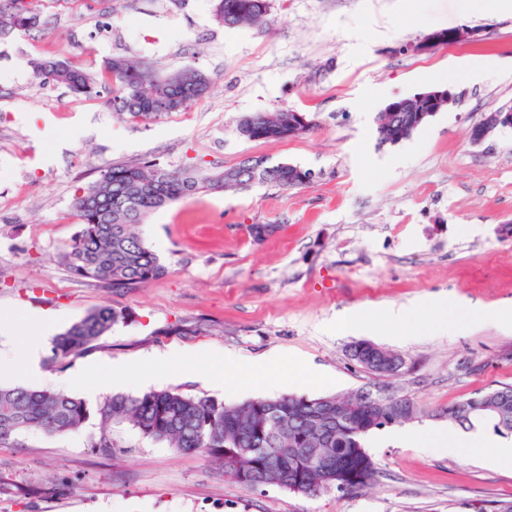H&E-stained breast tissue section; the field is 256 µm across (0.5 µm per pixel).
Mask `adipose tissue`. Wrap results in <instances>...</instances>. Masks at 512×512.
Listing matches in <instances>:
<instances>
[{"label":"adipose tissue","mask_w":512,"mask_h":512,"mask_svg":"<svg viewBox=\"0 0 512 512\" xmlns=\"http://www.w3.org/2000/svg\"><path fill=\"white\" fill-rule=\"evenodd\" d=\"M386 318L389 326L399 332L413 336L430 326L439 330L448 328V304L444 301L430 304L414 303L390 308L386 314H378L370 308L350 311L340 327L345 331L375 327L378 318ZM55 315H24L22 334L11 347L0 350V378L38 382L55 385V378L43 370L41 358L53 335ZM208 366L207 381L215 388H224L235 393L250 388L254 377H263L266 384L274 386L283 382L291 384L319 385L327 383V376L314 365L300 358H288L275 352L260 355L250 363L248 372H241L239 357L231 352L202 350L194 359H187L182 348L173 347L159 354L151 363H135L128 360L105 359L91 370L93 390L108 386L122 387L130 383L146 384L174 367L196 372L198 363ZM393 442L425 448L437 454L453 452L466 446L476 449L481 460L489 465L512 468V440H495L481 434L461 439L448 429L397 428L391 435Z\"/></svg>","instance_id":"adipose-tissue-1"}]
</instances>
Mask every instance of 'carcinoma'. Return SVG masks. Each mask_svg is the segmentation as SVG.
Segmentation results:
<instances>
[{"label":"carcinoma","instance_id":"1","mask_svg":"<svg viewBox=\"0 0 512 512\" xmlns=\"http://www.w3.org/2000/svg\"><path fill=\"white\" fill-rule=\"evenodd\" d=\"M43 0H0V34L29 30L40 23ZM215 20L227 28L242 24L262 26L268 21V0H217ZM35 73L69 89L75 95L106 97L112 111L135 122H150L179 112L208 94L213 80L193 68L162 73L152 65L114 56L97 73L82 63L59 60L33 62ZM288 134V109L250 116L248 140H282ZM262 165L253 176L237 165L211 174L195 168H171L159 162H134L101 172L87 190L76 197L72 213L80 229L60 254L76 278L114 288H141L163 276L167 268L139 233L144 219L156 210L200 194L243 190L254 184L295 188L298 166L290 163ZM125 316L109 306L86 314L51 342L53 357L66 359L89 348ZM366 399L348 394L327 396L287 395L226 404L196 397L176 389L151 390L139 395L115 394L91 407L83 399L61 390L0 386V443L21 431L47 435L77 431L92 418L98 433L92 447L104 454L116 447L112 427L127 424L139 434L180 453L199 452L214 461L232 479L249 485L240 471L262 460L264 452L283 448H324L327 460L308 465L296 462L278 488L300 493L292 482L303 469L310 481L324 485L349 480L350 473L336 469L342 458L362 461L364 438L373 430L401 426L411 419L399 414L396 403L381 385L363 387ZM493 390L476 395L488 399L490 408L474 409L470 400L445 408L447 423L464 429L490 427L512 434V397L498 400ZM316 413L333 421L327 442L302 430V419ZM288 424V441L278 443L281 423ZM242 448L258 452L243 455Z\"/></svg>","mask_w":512,"mask_h":512}]
</instances>
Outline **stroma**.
<instances>
[{"label": "stroma", "mask_w": 512, "mask_h": 512, "mask_svg": "<svg viewBox=\"0 0 512 512\" xmlns=\"http://www.w3.org/2000/svg\"><path fill=\"white\" fill-rule=\"evenodd\" d=\"M215 0H51L39 25L0 35V322L51 311L68 329L109 306L118 322L93 346L43 368L67 392L95 403L78 377L94 361L145 359L178 346L231 350L242 363L277 350L324 369L308 396H342L373 383L348 356L370 341L406 366L385 378L442 424L449 403L512 385V130L471 144L483 112L512 104V12L478 0H269V23L226 28ZM112 38L94 37L100 18ZM481 41L410 52L424 35L461 25ZM160 72L192 67L214 85L201 100L151 122H129L103 100L77 97L33 72L38 59L113 56ZM436 85L454 101L409 139L379 140L390 102ZM283 108L307 113L306 135L250 141L240 119ZM88 128L78 136L79 128ZM260 156L312 172L310 183L268 184L194 196L140 226L166 266L142 288L73 277L58 254L78 231L71 204L116 164L156 158L210 171ZM250 224L276 232L254 242ZM430 297L502 310L451 333L381 336L336 331L337 316L365 305ZM96 421L62 436L19 433L0 445V512H502L512 470L472 449L446 455L413 446L369 448L370 484L303 496L261 492L224 476L199 453L180 454L112 429L105 455L88 445Z\"/></svg>", "instance_id": "35a3bbf8"}]
</instances>
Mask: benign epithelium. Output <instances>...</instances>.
Returning <instances> with one entry per match:
<instances>
[{"instance_id":"7a95c632","label":"benign epithelium","mask_w":512,"mask_h":512,"mask_svg":"<svg viewBox=\"0 0 512 512\" xmlns=\"http://www.w3.org/2000/svg\"><path fill=\"white\" fill-rule=\"evenodd\" d=\"M480 39V30L465 26L458 28L448 37L438 31L431 32L412 45L411 50L417 54H426L446 43L474 42ZM451 99L453 96L450 89L434 87L412 97L389 103L384 111L391 119L390 141L398 143L409 138L414 129L427 124ZM505 128L512 129V105L501 106L484 113L479 121L470 125L469 139L477 145L484 142L493 132ZM374 349L379 352L380 371L397 374L405 366L406 361L401 354L377 345ZM298 458L310 462L320 461L325 458V453L319 448H280L277 454L266 459L265 465L260 468L261 475L253 481L254 488L265 490L272 480L278 479L288 467L289 461Z\"/></svg>"}]
</instances>
